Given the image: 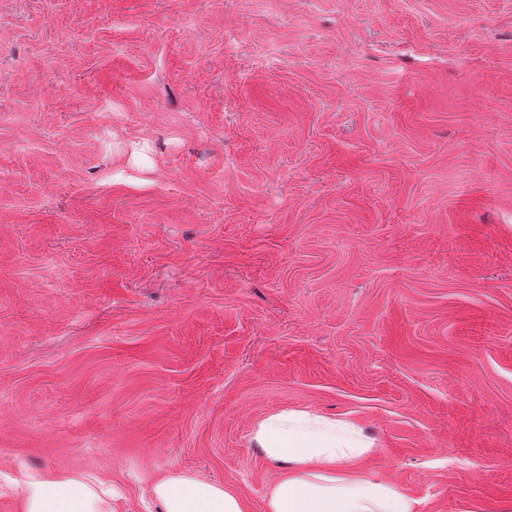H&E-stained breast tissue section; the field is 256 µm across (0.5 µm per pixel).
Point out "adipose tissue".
<instances>
[{
  "label": "adipose tissue",
  "mask_w": 512,
  "mask_h": 512,
  "mask_svg": "<svg viewBox=\"0 0 512 512\" xmlns=\"http://www.w3.org/2000/svg\"><path fill=\"white\" fill-rule=\"evenodd\" d=\"M252 444L282 467L270 486L265 512H417V503L392 483L354 473L374 454V441L356 423L306 410H283L260 419ZM164 512H247L246 502L220 484L187 475L158 480ZM111 490L79 478L29 475L25 512H108Z\"/></svg>",
  "instance_id": "obj_1"
}]
</instances>
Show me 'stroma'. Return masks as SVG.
I'll return each instance as SVG.
<instances>
[{"mask_svg": "<svg viewBox=\"0 0 512 512\" xmlns=\"http://www.w3.org/2000/svg\"><path fill=\"white\" fill-rule=\"evenodd\" d=\"M286 408L512 512V0H0V504L265 512ZM112 489L80 478L58 479L30 474L24 494L25 512H109ZM164 512H247L246 502L233 490L206 479L171 475L153 487Z\"/></svg>", "mask_w": 512, "mask_h": 512, "instance_id": "stroma-1", "label": "stroma"}]
</instances>
